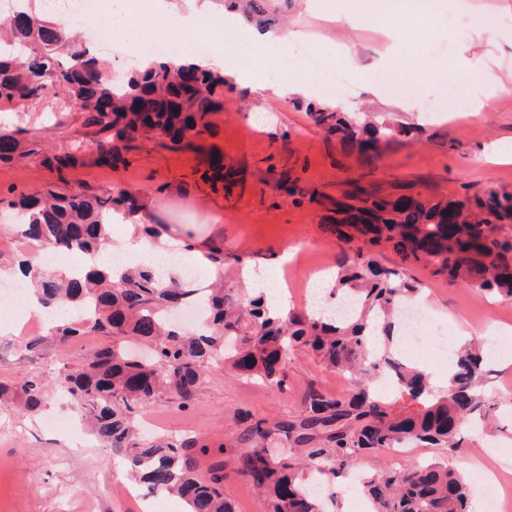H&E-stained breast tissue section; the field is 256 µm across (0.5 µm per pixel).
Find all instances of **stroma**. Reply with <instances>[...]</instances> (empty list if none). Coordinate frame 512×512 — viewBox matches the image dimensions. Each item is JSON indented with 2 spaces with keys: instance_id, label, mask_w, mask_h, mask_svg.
<instances>
[{
  "instance_id": "1",
  "label": "stroma",
  "mask_w": 512,
  "mask_h": 512,
  "mask_svg": "<svg viewBox=\"0 0 512 512\" xmlns=\"http://www.w3.org/2000/svg\"><path fill=\"white\" fill-rule=\"evenodd\" d=\"M494 2L474 0L478 12L463 14L456 0H434L444 26L463 21L470 27H494L495 47L461 46L449 41L444 26L408 18L403 23L406 65L397 73L399 86L382 80L373 91L362 80L352 79L343 111L371 110L387 121L418 124L426 131L419 142L394 138L371 171H364L356 157L338 158L335 139L312 124L307 115L310 99L301 94L262 97L229 83L224 88V110L212 117L214 133L201 141L199 150L172 151L144 141L128 153L126 162L109 165L99 162L83 114L70 108L63 94L50 93L25 104L0 102V130L12 133L24 153L20 160L0 163V198L55 185L85 194L126 189L139 205L140 217L168 227L189 225L199 241L222 250L220 276L237 288L247 287L242 270L249 266L278 278L290 275L296 284L311 266L336 269L351 257V250L329 232L321 207L294 204L277 189L278 180L290 177L302 187L330 195L364 173L381 191L409 185L428 199H462L491 188L512 190V93L489 96L472 67L476 59L493 58L500 74L512 82V18L501 17ZM267 10L275 20L270 31L276 36L298 25L310 34L314 47L338 46L367 63L378 59L386 47L370 21L336 26L312 10L309 0H270ZM452 88L471 99L489 98L490 105L476 116L420 109L422 95L444 101ZM75 141L83 148L73 163L63 169L45 164L46 156L68 151ZM213 154L223 157L226 177L211 184L202 175ZM215 208L224 215L222 223L211 220ZM289 251L294 266L288 271L283 256ZM378 259L388 267L402 266L405 278L420 283L425 305L447 326L453 344H460L467 332L499 328L504 318L512 317V300L484 299L471 289L448 285L424 265H401L386 248ZM19 312L14 300L0 292V382L11 387L15 399L14 406L0 410V512H135L121 488L127 480L122 463L86 428L73 436L51 427L54 417L78 420L69 400L53 393L38 409L23 407L24 378L50 376L63 365L84 361L105 344V337L89 335L63 344L46 330L32 350L21 334ZM489 344L494 359L485 390L496 404L495 427L467 433L458 455L418 447L412 458L448 460L468 476L475 467H487L505 495L512 492V338H493ZM311 386L341 397L352 384L299 348L289 357L285 391L210 364L203 370L201 394L188 410H177L164 396L139 418L144 435L190 437L207 445L208 458L222 459L245 447L244 426L233 421L235 412L272 423L297 419L304 409L302 396ZM377 465L376 459L358 458L351 473L325 484L327 512H356L353 474Z\"/></svg>"
}]
</instances>
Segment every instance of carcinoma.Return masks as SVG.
Masks as SVG:
<instances>
[{
	"instance_id": "cac0c4a2",
	"label": "carcinoma",
	"mask_w": 512,
	"mask_h": 512,
	"mask_svg": "<svg viewBox=\"0 0 512 512\" xmlns=\"http://www.w3.org/2000/svg\"><path fill=\"white\" fill-rule=\"evenodd\" d=\"M37 0H13L0 12V101H39L51 89L84 114L94 129L99 160L122 161V152L142 140L172 149H190L211 134V117L224 111V74L161 56L150 66L117 80L82 40L43 15ZM308 117L336 137L342 156L366 166L376 163L397 136L419 140L423 128L360 122L346 112L309 104ZM19 149L0 135V162ZM82 149L45 158L62 169ZM285 191L301 204L327 200L336 213L330 230L357 244L356 259L337 272L336 291L356 301L347 318L324 320L280 312L265 296L237 288H201L180 275L164 282L149 264L100 265L106 249L104 228L115 216L135 218L138 208L125 190L103 195L67 193L59 187L40 196L0 199L12 213L13 233L29 247L79 254L91 259L79 273L48 274L23 252L0 253V265L20 271L46 308L65 310L54 327L63 342L99 333L112 337L84 364L65 365L52 378L24 379L26 405H40L50 387L64 391L77 412L89 417L103 449L119 458L150 493L178 500L183 512H235L224 498L226 469L267 495L269 512H326L308 487L309 473L339 477L358 457H375L404 443L441 446L452 455L463 447L466 420L487 418L495 404L482 390L488 360L483 347L469 343L455 352L448 392L423 408L399 414L371 386L390 379L418 399L427 392L417 364L400 356L394 328L401 306L418 291L399 269L381 267L372 253L392 249L401 264L421 263L448 284L482 295L512 300V192L491 188L465 199L425 201L410 186L385 196L354 185L337 198L291 183ZM458 217L456 237L448 238V214ZM204 318L192 332L171 323L175 308L198 303ZM308 347L322 365L356 376L353 392L334 398L309 387L303 414L273 425L250 420L243 440L249 448L201 469L207 447L173 437L146 441L135 428L136 412L168 395L186 409L197 399L202 370L222 363L238 375L257 377L283 389L288 353ZM371 512H467L475 486L447 462L422 466L406 462L360 480Z\"/></svg>"
}]
</instances>
